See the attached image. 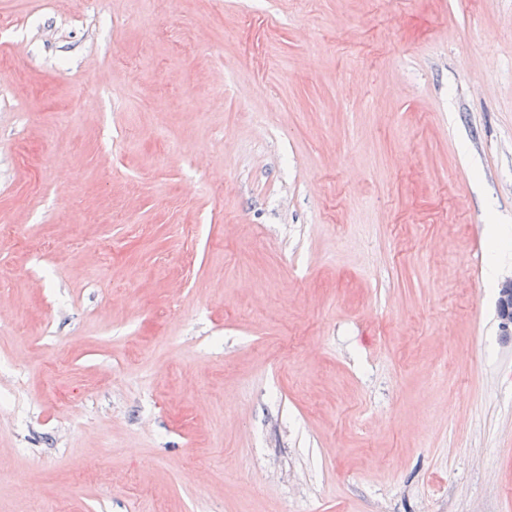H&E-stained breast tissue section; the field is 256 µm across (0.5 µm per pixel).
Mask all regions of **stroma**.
Listing matches in <instances>:
<instances>
[{"mask_svg": "<svg viewBox=\"0 0 512 512\" xmlns=\"http://www.w3.org/2000/svg\"><path fill=\"white\" fill-rule=\"evenodd\" d=\"M0 21V512H512V0ZM497 310L504 328L512 325V279L505 280L499 286Z\"/></svg>", "mask_w": 512, "mask_h": 512, "instance_id": "obj_1", "label": "stroma"}]
</instances>
